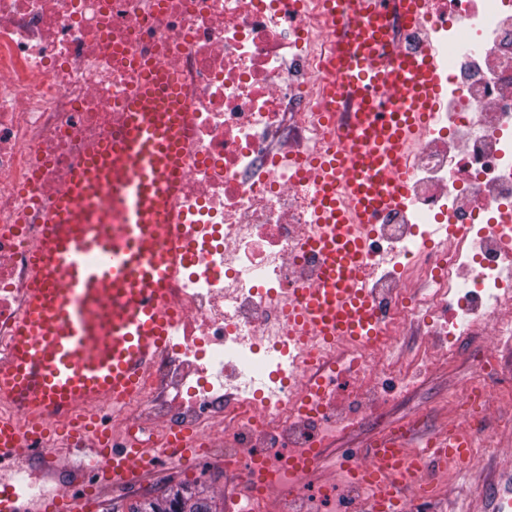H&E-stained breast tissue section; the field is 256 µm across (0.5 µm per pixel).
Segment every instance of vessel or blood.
I'll return each mask as SVG.
<instances>
[{
	"label": "vessel or blood",
	"mask_w": 512,
	"mask_h": 512,
	"mask_svg": "<svg viewBox=\"0 0 512 512\" xmlns=\"http://www.w3.org/2000/svg\"><path fill=\"white\" fill-rule=\"evenodd\" d=\"M334 38L329 76L354 106L352 136L314 171L321 226L314 247L322 276L304 289L295 333L300 341L349 344L375 335L373 302L361 288L364 230L378 212L403 202L399 188L420 120L434 106L441 72L422 51L403 52L376 27L394 11L418 19L416 0H323ZM174 117L145 98L118 150L98 157L56 202L26 314L0 359V394L31 426L69 418L82 404L138 391L139 377L170 336L164 314L179 254L163 248L155 221L171 193L178 154ZM24 430L0 421V449L21 447ZM472 441L451 428L418 451L409 439L380 442L365 468L374 512H390L404 485L433 459L469 467ZM141 448L112 453L121 478L144 461Z\"/></svg>",
	"instance_id": "obj_1"
}]
</instances>
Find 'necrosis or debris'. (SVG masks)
Here are the masks:
<instances>
[{"mask_svg": "<svg viewBox=\"0 0 512 512\" xmlns=\"http://www.w3.org/2000/svg\"><path fill=\"white\" fill-rule=\"evenodd\" d=\"M387 25L404 49L425 36L450 58L440 108L413 148L404 207L369 231L363 286L380 336L305 347L288 310L318 279L310 161L340 144L350 110L326 103L321 0H0V353L27 307L45 214L77 167L118 138L147 86L186 101L171 337L135 397L74 412L104 434L86 472L59 488L2 485L0 512L34 498L63 512L198 460L243 473L241 512H367L356 461L313 477L367 409L455 360L471 326L493 341L460 400L490 396L485 378L512 346V0H420L415 26ZM413 324L440 344L401 350ZM72 420L30 441L58 471ZM116 448L162 455L116 481Z\"/></svg>", "mask_w": 512, "mask_h": 512, "instance_id": "1", "label": "necrosis or debris"}]
</instances>
